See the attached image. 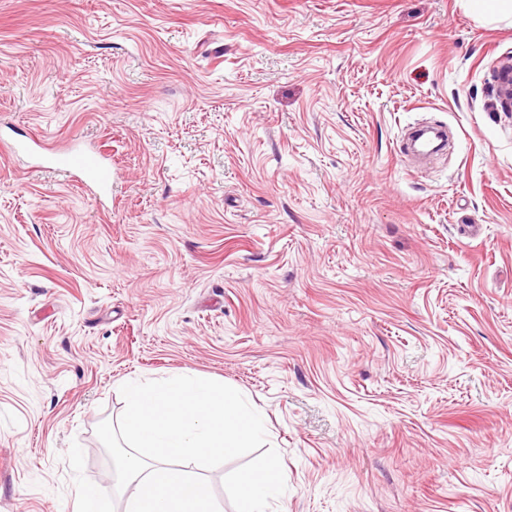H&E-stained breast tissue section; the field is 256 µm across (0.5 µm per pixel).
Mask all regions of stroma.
I'll use <instances>...</instances> for the list:
<instances>
[{
	"mask_svg": "<svg viewBox=\"0 0 512 512\" xmlns=\"http://www.w3.org/2000/svg\"><path fill=\"white\" fill-rule=\"evenodd\" d=\"M508 62L467 0H0V126L113 173L0 155V512H124L95 429L189 371L281 512H512ZM48 158L37 168L63 173L78 178L93 190L97 200L101 193L112 191V165L106 162L104 153L94 147L74 146L67 150L44 148ZM72 512H104L98 488L80 484L72 505Z\"/></svg>",
	"mask_w": 512,
	"mask_h": 512,
	"instance_id": "35a3bbf8",
	"label": "stroma"
}]
</instances>
